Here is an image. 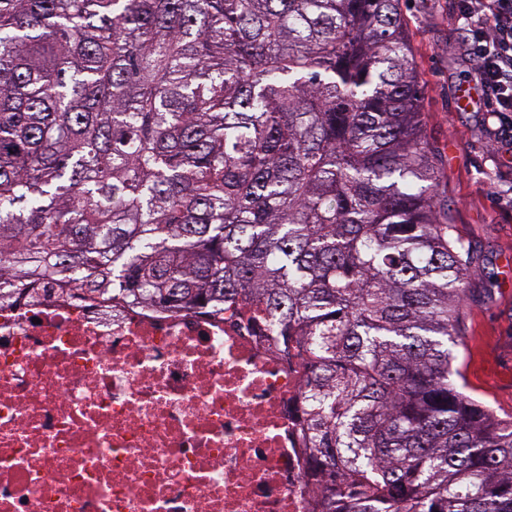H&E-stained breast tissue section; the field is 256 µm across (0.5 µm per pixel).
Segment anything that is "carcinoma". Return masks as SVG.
<instances>
[{
	"mask_svg": "<svg viewBox=\"0 0 512 512\" xmlns=\"http://www.w3.org/2000/svg\"><path fill=\"white\" fill-rule=\"evenodd\" d=\"M400 0H0V300L255 308L327 512H512Z\"/></svg>",
	"mask_w": 512,
	"mask_h": 512,
	"instance_id": "1",
	"label": "carcinoma"
}]
</instances>
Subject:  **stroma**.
<instances>
[{"label": "stroma", "mask_w": 512, "mask_h": 512, "mask_svg": "<svg viewBox=\"0 0 512 512\" xmlns=\"http://www.w3.org/2000/svg\"><path fill=\"white\" fill-rule=\"evenodd\" d=\"M401 13L449 220L474 256L456 363L469 395L512 418V161L501 157L497 120L473 97L475 63L453 0H401Z\"/></svg>", "instance_id": "stroma-1"}]
</instances>
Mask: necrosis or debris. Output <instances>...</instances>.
I'll return each instance as SVG.
<instances>
[{"label":"necrosis or debris","mask_w":512,"mask_h":512,"mask_svg":"<svg viewBox=\"0 0 512 512\" xmlns=\"http://www.w3.org/2000/svg\"><path fill=\"white\" fill-rule=\"evenodd\" d=\"M306 366L248 307L0 303V512H315Z\"/></svg>","instance_id":"obj_1"}]
</instances>
